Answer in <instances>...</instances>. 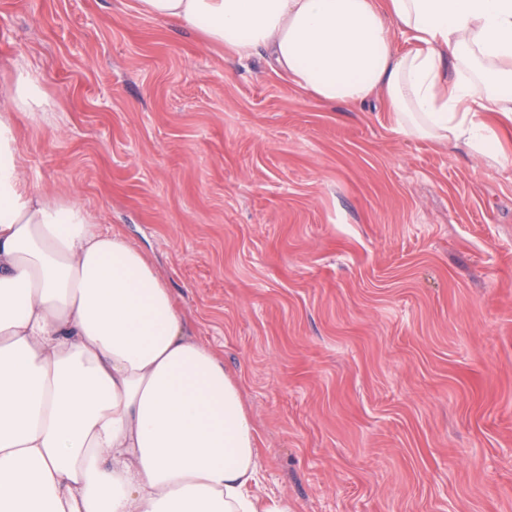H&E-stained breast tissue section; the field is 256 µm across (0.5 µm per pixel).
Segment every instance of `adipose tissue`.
I'll use <instances>...</instances> for the list:
<instances>
[{"instance_id":"ef3b65f1","label":"adipose tissue","mask_w":512,"mask_h":512,"mask_svg":"<svg viewBox=\"0 0 512 512\" xmlns=\"http://www.w3.org/2000/svg\"><path fill=\"white\" fill-rule=\"evenodd\" d=\"M323 103L382 99L394 130L497 161L512 122V0H138ZM414 43L398 51L394 32ZM22 60L0 98V512H293L260 492L236 379L188 332L143 254L27 186Z\"/></svg>"}]
</instances>
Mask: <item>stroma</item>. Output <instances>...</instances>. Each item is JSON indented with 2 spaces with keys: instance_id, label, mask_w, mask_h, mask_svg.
I'll return each mask as SVG.
<instances>
[{
  "instance_id": "obj_1",
  "label": "stroma",
  "mask_w": 512,
  "mask_h": 512,
  "mask_svg": "<svg viewBox=\"0 0 512 512\" xmlns=\"http://www.w3.org/2000/svg\"><path fill=\"white\" fill-rule=\"evenodd\" d=\"M52 102L29 187L120 232L233 374L294 512H512V124L499 163L321 103L137 0H0Z\"/></svg>"
}]
</instances>
